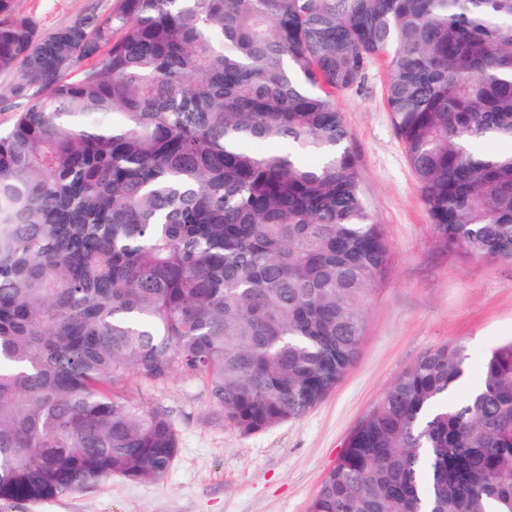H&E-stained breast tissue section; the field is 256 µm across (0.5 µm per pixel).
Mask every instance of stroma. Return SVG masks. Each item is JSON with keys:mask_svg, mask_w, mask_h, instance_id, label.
<instances>
[{"mask_svg": "<svg viewBox=\"0 0 512 512\" xmlns=\"http://www.w3.org/2000/svg\"><path fill=\"white\" fill-rule=\"evenodd\" d=\"M116 0H12L15 15L49 34ZM390 66L373 59L362 81L333 102L360 163V188L388 243L387 262L368 300L358 357L335 389L302 418L244 435L228 423L200 380L160 384L132 377L125 393L168 415L179 448L153 482L115 476L42 502L0 512H309L351 434L397 378L428 349L458 343L468 355L464 392L481 380L485 354L512 340V259L485 260L439 249L416 178L388 110Z\"/></svg>", "mask_w": 512, "mask_h": 512, "instance_id": "stroma-1", "label": "stroma"}]
</instances>
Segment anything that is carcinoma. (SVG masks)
<instances>
[{
    "mask_svg": "<svg viewBox=\"0 0 512 512\" xmlns=\"http://www.w3.org/2000/svg\"><path fill=\"white\" fill-rule=\"evenodd\" d=\"M391 56L387 105L435 243L512 258V0H117L47 34L0 0V503L164 476L130 376L206 383L254 434L355 362L387 243L331 92ZM256 141L282 145L256 153ZM311 152L315 165L302 161ZM432 348L310 512H512V341ZM17 72H0V129L8 130L12 127L18 110L17 100L13 96V90L18 84Z\"/></svg>",
    "mask_w": 512,
    "mask_h": 512,
    "instance_id": "obj_1",
    "label": "carcinoma"
}]
</instances>
